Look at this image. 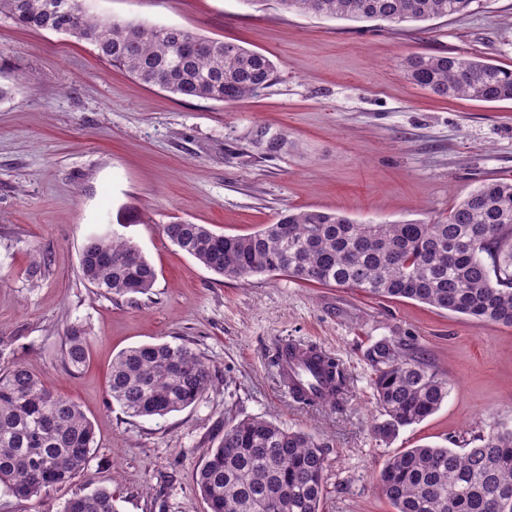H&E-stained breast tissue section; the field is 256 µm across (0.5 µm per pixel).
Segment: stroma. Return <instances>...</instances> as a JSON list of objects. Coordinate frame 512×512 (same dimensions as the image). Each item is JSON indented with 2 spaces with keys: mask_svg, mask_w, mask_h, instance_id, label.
<instances>
[{
  "mask_svg": "<svg viewBox=\"0 0 512 512\" xmlns=\"http://www.w3.org/2000/svg\"><path fill=\"white\" fill-rule=\"evenodd\" d=\"M87 5L239 43L266 55L276 76L236 103L183 98L142 85L86 43L0 17V367L27 366L95 429L81 473L28 501L0 487V512H59L97 487L111 490L116 512H209L194 477L230 416L315 435L327 458L321 512H392L378 484L390 457L425 444L457 449L512 425V327L284 274L225 278L163 232L185 220L246 235L288 208L430 224L512 173V101L441 98L400 67L412 55L448 54L512 68V0H472L464 13L425 22L287 13L277 0ZM260 126L284 131L287 151L262 154L252 143ZM105 231L154 266L148 293L117 296L83 279L82 248ZM75 325L90 338L76 375L62 359ZM386 336L420 345L448 381L440 408L388 442L371 433L378 412L363 356ZM165 342L188 344L212 383L183 410L128 416L107 394L112 360ZM285 342L341 361V410L284 397L275 353Z\"/></svg>",
  "mask_w": 512,
  "mask_h": 512,
  "instance_id": "stroma-1",
  "label": "stroma"
}]
</instances>
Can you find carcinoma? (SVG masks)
I'll use <instances>...</instances> for the list:
<instances>
[{
	"mask_svg": "<svg viewBox=\"0 0 512 512\" xmlns=\"http://www.w3.org/2000/svg\"><path fill=\"white\" fill-rule=\"evenodd\" d=\"M0 0V14L30 30H48L93 47L109 65L141 83L185 98L232 103L255 98L274 80L264 54L177 26L104 19L86 0ZM283 10L357 20L426 21L466 11L472 0H278ZM408 81L443 98L512 100V69L475 57L412 55L401 62ZM253 144L266 155L288 147L286 135L264 129ZM166 237L205 268L226 278L283 273L298 281L358 288L448 310L478 326L512 327V183L468 192L431 224H360L340 212L288 209L248 235L220 236L205 224L163 225ZM85 280L115 295L145 294L155 268L140 248L116 235H97L80 255ZM88 336L73 327L63 361L79 372ZM380 420L376 437L436 412L448 382L400 336L365 352ZM328 381L323 405L336 408L348 389L345 368L321 355ZM212 382L208 365L187 345L143 344L112 360L109 396L132 417L164 416L195 404ZM458 451L420 445L392 456L379 488L395 512H512V427L498 426ZM95 442L92 422L74 402L48 389L21 364L0 367V485L20 500L84 470ZM326 458L315 436L263 417L224 425L195 482L210 512H320ZM60 512H114L112 492L77 493Z\"/></svg>",
	"mask_w": 512,
	"mask_h": 512,
	"instance_id": "carcinoma-1",
	"label": "carcinoma"
}]
</instances>
